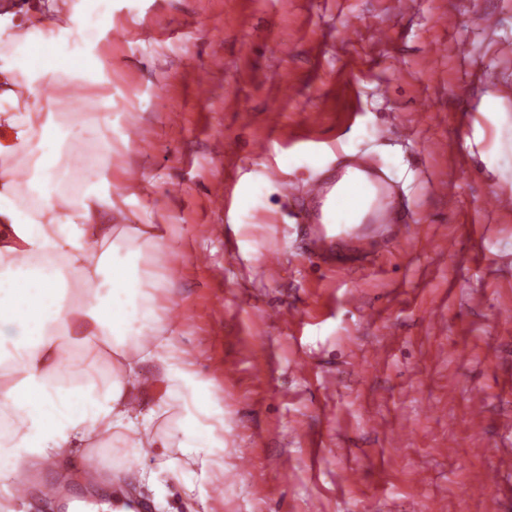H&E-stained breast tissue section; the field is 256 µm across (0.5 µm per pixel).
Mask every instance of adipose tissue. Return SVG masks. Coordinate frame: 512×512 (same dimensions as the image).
Listing matches in <instances>:
<instances>
[{
	"label": "adipose tissue",
	"instance_id": "1",
	"mask_svg": "<svg viewBox=\"0 0 512 512\" xmlns=\"http://www.w3.org/2000/svg\"><path fill=\"white\" fill-rule=\"evenodd\" d=\"M112 25V0H39L0 5V480L13 502L26 477L63 452L123 443L131 460L145 448L188 449L191 467L162 457L186 491L212 481L224 455V406L176 341L158 292L167 227L135 224L112 179L107 119L89 117L95 181L61 183L56 168L67 134L57 111L61 80L99 94L112 87L100 48ZM103 358L102 380L65 383L78 353ZM157 368L155 404L143 363ZM177 433L152 432L171 406Z\"/></svg>",
	"mask_w": 512,
	"mask_h": 512
}]
</instances>
